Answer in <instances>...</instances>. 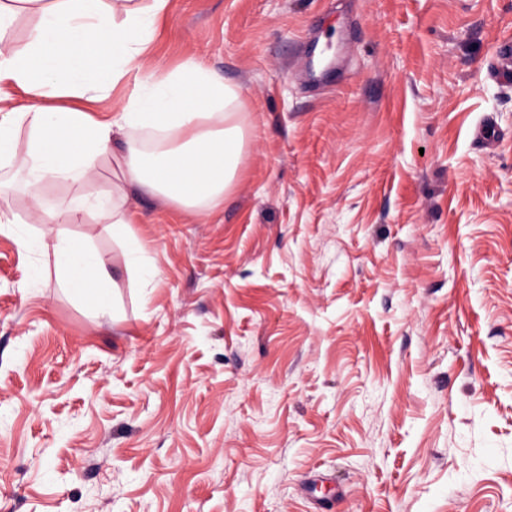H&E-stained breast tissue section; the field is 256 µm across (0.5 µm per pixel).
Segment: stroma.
I'll return each instance as SVG.
<instances>
[{"mask_svg": "<svg viewBox=\"0 0 512 512\" xmlns=\"http://www.w3.org/2000/svg\"><path fill=\"white\" fill-rule=\"evenodd\" d=\"M509 35L512 0H170L147 66L241 87L237 178L60 225L110 315L0 197V512H512ZM493 73L499 81L512 82V37H504L497 46ZM38 245L53 258L57 281L69 288L75 299L103 314L111 310L106 263L85 241L48 229L42 232Z\"/></svg>", "mask_w": 512, "mask_h": 512, "instance_id": "35a3bbf8", "label": "stroma"}]
</instances>
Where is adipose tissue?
<instances>
[{"label": "adipose tissue", "mask_w": 512, "mask_h": 512, "mask_svg": "<svg viewBox=\"0 0 512 512\" xmlns=\"http://www.w3.org/2000/svg\"><path fill=\"white\" fill-rule=\"evenodd\" d=\"M167 7L168 0H0V170L23 182L46 227L38 245L52 257L57 281L103 314L112 307L105 262L55 225L90 215L120 230L130 221L133 189L189 211L219 206L245 146L239 86L193 58L164 72L146 69ZM22 16L31 27L18 49L9 32ZM130 80L135 87L115 115L95 119L94 103ZM17 90L24 102H16ZM106 162L113 182L101 189ZM50 183L79 191L53 206L42 195Z\"/></svg>", "instance_id": "ef3b65f1"}]
</instances>
